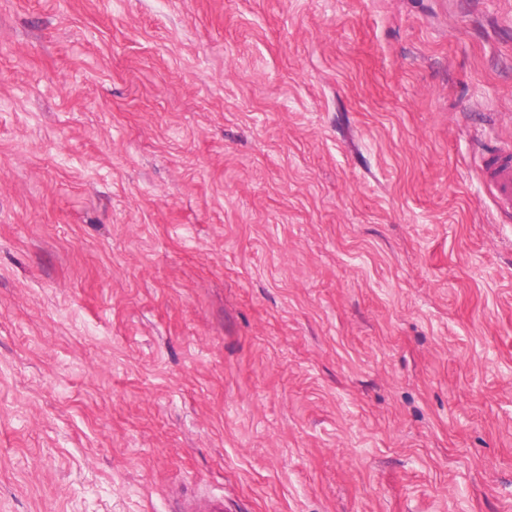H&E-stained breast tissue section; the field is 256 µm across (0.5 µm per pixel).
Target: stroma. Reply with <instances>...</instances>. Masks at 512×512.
I'll return each mask as SVG.
<instances>
[{
  "instance_id": "stroma-1",
  "label": "stroma",
  "mask_w": 512,
  "mask_h": 512,
  "mask_svg": "<svg viewBox=\"0 0 512 512\" xmlns=\"http://www.w3.org/2000/svg\"><path fill=\"white\" fill-rule=\"evenodd\" d=\"M512 0H0V512H512ZM483 175L500 213L512 211V144L483 155Z\"/></svg>"
}]
</instances>
